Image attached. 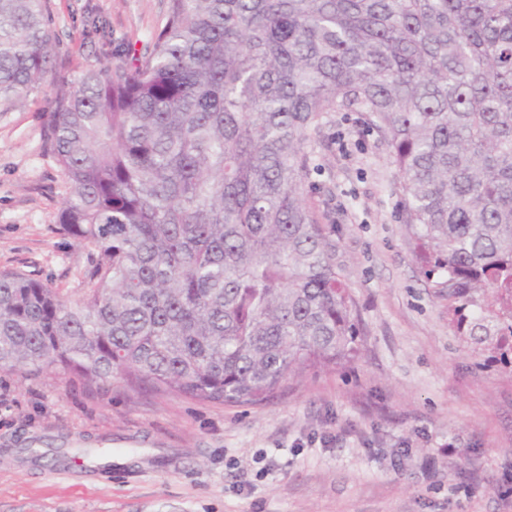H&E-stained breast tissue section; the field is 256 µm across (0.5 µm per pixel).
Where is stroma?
Returning <instances> with one entry per match:
<instances>
[{
  "mask_svg": "<svg viewBox=\"0 0 512 512\" xmlns=\"http://www.w3.org/2000/svg\"><path fill=\"white\" fill-rule=\"evenodd\" d=\"M55 79L142 49L167 0H46ZM109 37L89 39V16ZM49 105L0 112V270L74 294L87 251L58 230L68 192ZM308 204L355 301L358 354L259 404L89 390L0 373V512H512V364L448 322L393 192L398 169L354 112L328 115ZM98 455L62 474L55 453Z\"/></svg>",
  "mask_w": 512,
  "mask_h": 512,
  "instance_id": "obj_1",
  "label": "stroma"
}]
</instances>
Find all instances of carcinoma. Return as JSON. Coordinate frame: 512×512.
I'll use <instances>...</instances> for the list:
<instances>
[{"mask_svg": "<svg viewBox=\"0 0 512 512\" xmlns=\"http://www.w3.org/2000/svg\"><path fill=\"white\" fill-rule=\"evenodd\" d=\"M45 0H0V112L47 82ZM363 112L457 327L512 363V0H168L139 53L60 86L45 146L72 298L0 271V371L257 404L358 352L307 204L309 132Z\"/></svg>", "mask_w": 512, "mask_h": 512, "instance_id": "cac0c4a2", "label": "carcinoma"}]
</instances>
